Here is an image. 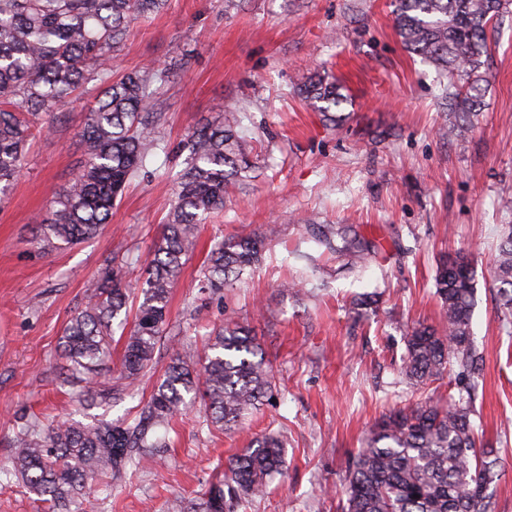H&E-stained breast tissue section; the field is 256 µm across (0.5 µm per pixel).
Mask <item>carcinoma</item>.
Here are the masks:
<instances>
[{
    "label": "carcinoma",
    "instance_id": "1",
    "mask_svg": "<svg viewBox=\"0 0 512 512\" xmlns=\"http://www.w3.org/2000/svg\"><path fill=\"white\" fill-rule=\"evenodd\" d=\"M505 0H394L395 26L404 47L448 77V97L458 114L450 132L463 137L481 104L482 69L490 57L487 25ZM164 0H0V203L20 174L34 133L53 127L55 112L82 92L95 106L79 130L84 158L69 183L51 197L38 224L41 249L53 251L95 237L129 182L165 150L154 114L156 90L168 83L167 68L143 66L115 76L127 28L137 17L159 11ZM302 99L327 120L340 124L337 109L347 101L341 86L314 73L300 86ZM241 117L219 111L187 136L185 167L176 181L153 258L145 269L133 330L121 361L124 383L101 385L110 357L112 326L127 309L128 295L111 264L65 326L60 356L63 384L104 402L129 392L154 362L166 331L171 290L196 249L198 225L224 209L236 186L250 178L243 160ZM311 238L352 270L382 251L380 242L354 224H308ZM265 239L228 236L214 244L201 268L200 287L213 293L230 286L229 275L258 265ZM503 305L512 311V225L505 228L495 261ZM476 280L463 252L442 257L435 294L444 328L419 322L405 336L403 369L420 385L442 376L454 363L475 367L479 353L472 333ZM200 368L172 355L155 391L132 422L83 426L67 418L39 421L19 417L15 450L3 474L21 484L51 512H85L91 497L152 457L156 429L186 412L185 396L202 398L210 422L230 428L257 408L271 388L260 347L248 328L228 320L214 331ZM472 399L428 401L382 417L346 476L342 512H491L488 490L501 479V461L476 454L470 415ZM282 441L264 436L231 457L224 477L201 502L183 512H235L263 492L283 471Z\"/></svg>",
    "mask_w": 512,
    "mask_h": 512
}]
</instances>
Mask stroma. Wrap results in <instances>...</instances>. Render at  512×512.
Listing matches in <instances>:
<instances>
[{"label":"stroma","instance_id":"stroma-1","mask_svg":"<svg viewBox=\"0 0 512 512\" xmlns=\"http://www.w3.org/2000/svg\"><path fill=\"white\" fill-rule=\"evenodd\" d=\"M491 61L483 107L465 137H439L454 113L448 79L409 53L391 0H166L130 23L124 69L169 68L160 91L167 146L126 188L94 239L45 252L36 220L83 158L77 131L94 107L85 93L57 111L30 144L10 198L0 204V467L13 451L17 414L42 423L132 421L179 351L196 364L227 318L250 327L272 370V392L235 429L208 421L202 404L160 430L162 448L93 499V512H173L223 472L229 458L266 435L285 444L282 475L237 512H340L338 489L373 425L394 409L448 402L468 387L478 449H495L504 474L490 489L492 512H512V318L493 263L512 209V0L488 27ZM342 86V125L308 108L296 88L313 71ZM242 116L245 150L258 168L200 226L197 250L171 294L168 334L134 396L90 409L63 385L58 341L97 288L104 260L138 291L183 167L179 145L218 106ZM310 224H359L386 253L362 272L340 269L306 232ZM266 239L259 267L233 287L198 288L210 248L225 236ZM463 251L476 268L475 370L423 385L402 371L404 334L438 324L436 264ZM315 265H308L307 256ZM306 280L294 295L282 283ZM376 292L370 309L359 293Z\"/></svg>","mask_w":512,"mask_h":512}]
</instances>
